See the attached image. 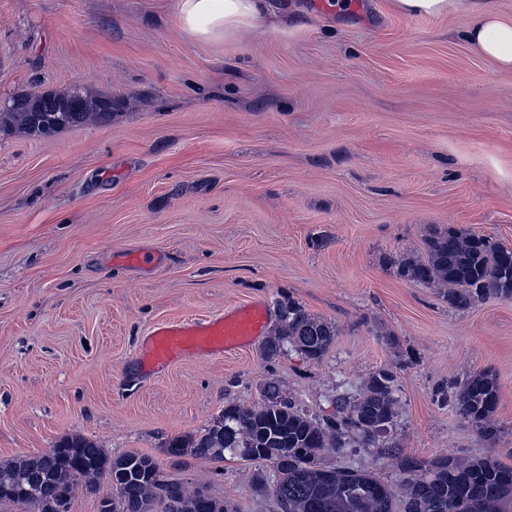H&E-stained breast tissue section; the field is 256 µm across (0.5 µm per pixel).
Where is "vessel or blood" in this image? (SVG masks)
Listing matches in <instances>:
<instances>
[{
	"label": "vessel or blood",
	"instance_id": "b4317fda",
	"mask_svg": "<svg viewBox=\"0 0 512 512\" xmlns=\"http://www.w3.org/2000/svg\"><path fill=\"white\" fill-rule=\"evenodd\" d=\"M269 318L265 304L251 302L207 318L163 321L151 329L138 358L150 375L190 353L228 352L263 336Z\"/></svg>",
	"mask_w": 512,
	"mask_h": 512
}]
</instances>
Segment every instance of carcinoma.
I'll return each instance as SVG.
<instances>
[{"instance_id": "carcinoma-1", "label": "carcinoma", "mask_w": 512, "mask_h": 512, "mask_svg": "<svg viewBox=\"0 0 512 512\" xmlns=\"http://www.w3.org/2000/svg\"><path fill=\"white\" fill-rule=\"evenodd\" d=\"M108 99L70 90L30 92L12 99L0 112V131L23 130L39 136L112 117ZM428 258L401 267V274L441 287L448 305L466 310L490 296L512 299V247L481 235L448 228L427 240ZM274 338L263 344L273 359L292 348L305 359L321 361L333 346L335 323L309 314L293 301L277 303ZM262 405L224 406L221 423L202 432L174 437L164 445L172 458L199 456L224 459L225 452L244 460L267 461L272 475L254 478L258 490L272 483L282 512H508L512 508V465L497 457L448 455L426 464L399 461L411 474L394 490L375 472L335 469L321 464L325 448H338L344 436L356 432L370 441L386 432L397 416L396 375L380 368L364 380L358 397L333 401L334 412L319 420L299 408L275 381L261 389ZM452 397L460 416L488 440L497 438L494 422L499 390L486 372H472L454 384ZM105 477L114 496L100 504L106 512H235L208 495L181 491L175 499L163 495L166 476L151 456L125 453L110 457L95 442L81 436L59 440L46 452L0 463V505L19 512H70L76 489L91 491Z\"/></svg>"}]
</instances>
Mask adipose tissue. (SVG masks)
<instances>
[{"label": "adipose tissue", "mask_w": 512, "mask_h": 512, "mask_svg": "<svg viewBox=\"0 0 512 512\" xmlns=\"http://www.w3.org/2000/svg\"><path fill=\"white\" fill-rule=\"evenodd\" d=\"M399 14L462 16L468 25L462 38L480 55L512 70V19H505L500 0H390ZM181 29L205 42H222L254 29L268 16L266 0H176Z\"/></svg>", "instance_id": "adipose-tissue-1"}]
</instances>
